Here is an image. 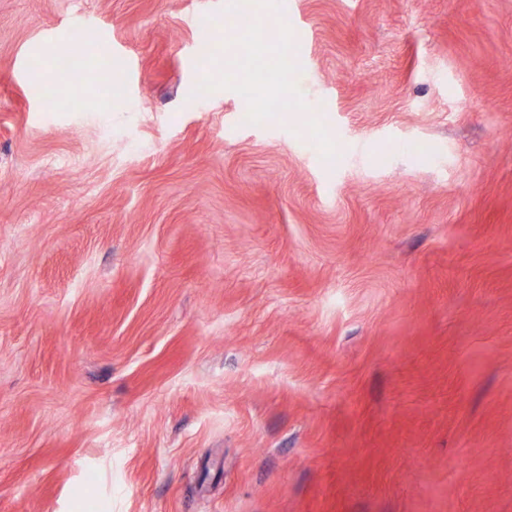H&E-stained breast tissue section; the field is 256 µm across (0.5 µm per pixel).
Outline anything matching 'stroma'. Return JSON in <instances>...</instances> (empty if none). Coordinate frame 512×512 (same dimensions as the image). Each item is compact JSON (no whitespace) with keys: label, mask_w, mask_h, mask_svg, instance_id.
Returning <instances> with one entry per match:
<instances>
[{"label":"stroma","mask_w":512,"mask_h":512,"mask_svg":"<svg viewBox=\"0 0 512 512\" xmlns=\"http://www.w3.org/2000/svg\"><path fill=\"white\" fill-rule=\"evenodd\" d=\"M255 4L0 0V512H512V0ZM86 81V74L81 69L70 70L69 81L56 87V93L60 97H67L78 102L82 95L83 86Z\"/></svg>","instance_id":"obj_1"}]
</instances>
